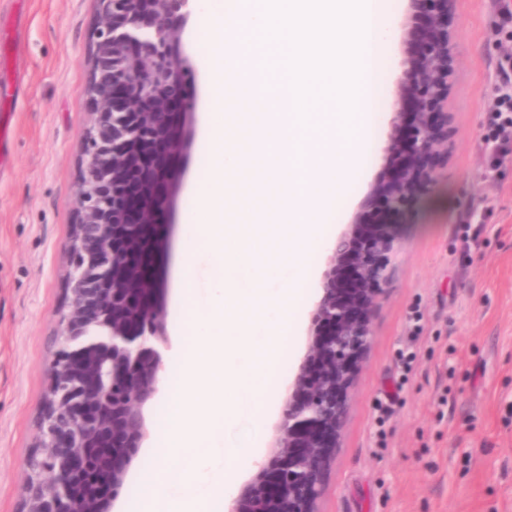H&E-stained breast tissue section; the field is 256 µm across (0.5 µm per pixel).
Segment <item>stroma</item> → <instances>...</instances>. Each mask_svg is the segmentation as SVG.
I'll list each match as a JSON object with an SVG mask.
<instances>
[{
    "instance_id": "35a3bbf8",
    "label": "stroma",
    "mask_w": 512,
    "mask_h": 512,
    "mask_svg": "<svg viewBox=\"0 0 512 512\" xmlns=\"http://www.w3.org/2000/svg\"><path fill=\"white\" fill-rule=\"evenodd\" d=\"M94 0H0V512H18L22 475L66 303L65 267L79 159L90 119L86 94ZM456 51L448 110L450 151L437 162L432 191L397 216L401 247L371 321L372 341L357 377L348 420L326 477L320 512H512V144L501 164L481 136L512 55V0H459L451 22ZM400 41H392L384 88L368 124L364 195L386 168ZM208 94L191 87L196 110L179 187L154 258L156 298L166 311L169 348L179 364L178 291L195 231L184 224L211 159L200 148ZM473 234L464 242V234ZM413 353L402 375L399 352ZM405 376L384 426L377 404L390 377ZM166 407H144L140 441L112 512L137 498L151 469Z\"/></svg>"
}]
</instances>
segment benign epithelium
<instances>
[{
    "instance_id": "1",
    "label": "benign epithelium",
    "mask_w": 512,
    "mask_h": 512,
    "mask_svg": "<svg viewBox=\"0 0 512 512\" xmlns=\"http://www.w3.org/2000/svg\"><path fill=\"white\" fill-rule=\"evenodd\" d=\"M87 59L92 104L81 156L66 272L67 303L48 367L21 512H111L146 434L143 409L160 383L166 311L155 299L153 255L177 188L171 160L194 102L196 76L179 49L198 0H95ZM458 0H407L401 39L417 62L398 80L413 112H395L392 168L372 184L331 242L311 310L306 353L288 385L273 455L228 512H319L331 449L370 344L371 320L392 276L404 208L435 185L448 158V97Z\"/></svg>"
}]
</instances>
